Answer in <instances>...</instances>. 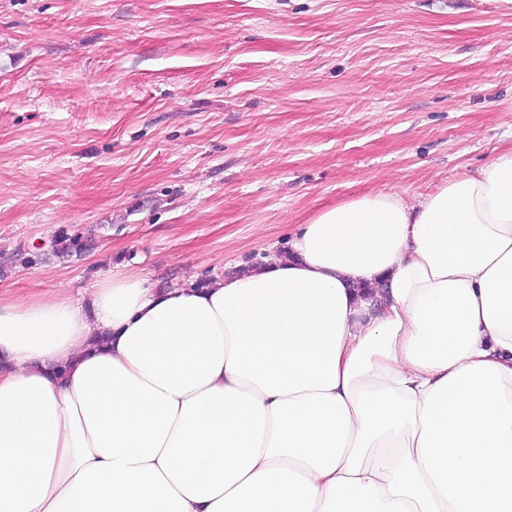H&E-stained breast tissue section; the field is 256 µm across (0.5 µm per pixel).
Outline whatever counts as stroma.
Returning <instances> with one entry per match:
<instances>
[{"mask_svg":"<svg viewBox=\"0 0 512 512\" xmlns=\"http://www.w3.org/2000/svg\"><path fill=\"white\" fill-rule=\"evenodd\" d=\"M510 149L512 0H0L4 296L207 279Z\"/></svg>","mask_w":512,"mask_h":512,"instance_id":"1","label":"stroma"}]
</instances>
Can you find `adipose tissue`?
I'll return each instance as SVG.
<instances>
[{"label": "adipose tissue", "instance_id": "1", "mask_svg": "<svg viewBox=\"0 0 512 512\" xmlns=\"http://www.w3.org/2000/svg\"><path fill=\"white\" fill-rule=\"evenodd\" d=\"M0 512H512V150L206 282L0 297Z\"/></svg>", "mask_w": 512, "mask_h": 512}]
</instances>
